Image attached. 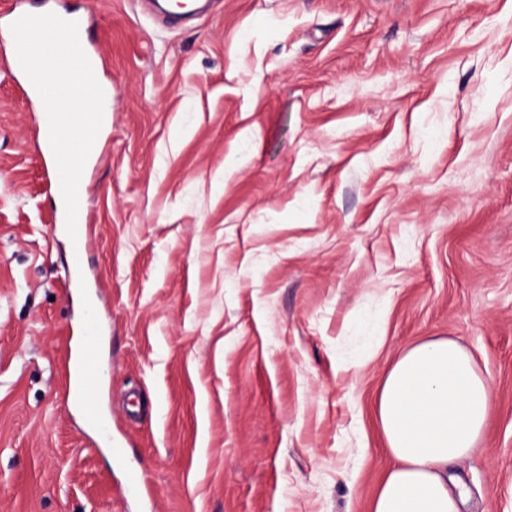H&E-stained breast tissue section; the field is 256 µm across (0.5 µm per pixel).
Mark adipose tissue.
Masks as SVG:
<instances>
[{"label": "adipose tissue", "mask_w": 512, "mask_h": 512, "mask_svg": "<svg viewBox=\"0 0 512 512\" xmlns=\"http://www.w3.org/2000/svg\"><path fill=\"white\" fill-rule=\"evenodd\" d=\"M492 407L488 380L454 339L400 352L375 406L391 464L371 512H459L464 483L449 469L481 443Z\"/></svg>", "instance_id": "ef3b65f1"}]
</instances>
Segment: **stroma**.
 Wrapping results in <instances>:
<instances>
[{
	"instance_id": "stroma-1",
	"label": "stroma",
	"mask_w": 512,
	"mask_h": 512,
	"mask_svg": "<svg viewBox=\"0 0 512 512\" xmlns=\"http://www.w3.org/2000/svg\"><path fill=\"white\" fill-rule=\"evenodd\" d=\"M78 13L110 121L56 230L0 43V512H370L403 348L493 390L462 512H512V0H21ZM91 299L125 466L66 401Z\"/></svg>"
}]
</instances>
